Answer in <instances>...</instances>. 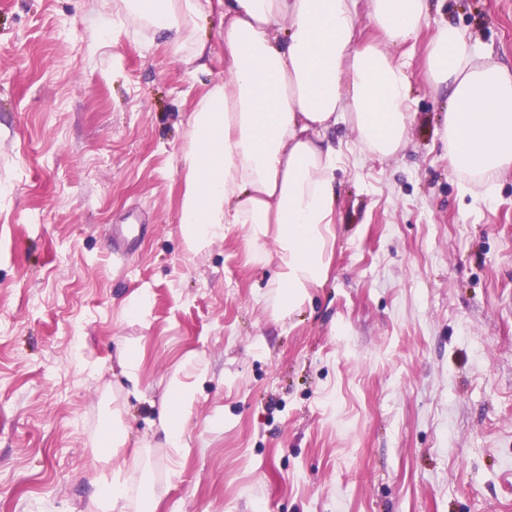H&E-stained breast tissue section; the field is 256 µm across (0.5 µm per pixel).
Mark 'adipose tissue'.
<instances>
[{
	"instance_id": "1",
	"label": "adipose tissue",
	"mask_w": 512,
	"mask_h": 512,
	"mask_svg": "<svg viewBox=\"0 0 512 512\" xmlns=\"http://www.w3.org/2000/svg\"><path fill=\"white\" fill-rule=\"evenodd\" d=\"M376 40H357V0H120L123 17L163 38L175 60L206 67L212 50L194 39L197 17L219 4L224 81L189 117L181 162L180 235L189 254L207 251L228 225L248 248L276 244L282 314L329 272L335 241L336 171L342 149L328 137L349 125L364 153L398 154L412 124L410 81L396 49L415 42L428 0H366ZM424 78L447 93L448 164L462 190L491 195L512 169V71L485 60L449 22L425 49ZM203 377L192 359L169 380L161 429L182 448L185 419ZM157 512L154 498L121 473L102 478L93 512Z\"/></svg>"
}]
</instances>
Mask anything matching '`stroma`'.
I'll list each match as a JSON object with an SVG mask.
<instances>
[{"label":"stroma","mask_w":512,"mask_h":512,"mask_svg":"<svg viewBox=\"0 0 512 512\" xmlns=\"http://www.w3.org/2000/svg\"><path fill=\"white\" fill-rule=\"evenodd\" d=\"M113 2L0 0V512H88L118 468L158 512H512V170L460 190L423 73L441 21L511 67L512 0H430L401 153L337 126L329 276L285 317L274 242H181L188 119L223 56L196 71L148 28L104 31ZM116 224L146 227L130 257ZM187 356L204 377L176 452L160 407ZM122 375L129 384L130 391L139 393L140 360L138 351L133 346H125L121 352ZM121 410L112 408V427L105 423L102 428L101 437L105 444L112 448L113 454L125 444V432L120 421Z\"/></svg>","instance_id":"obj_1"}]
</instances>
